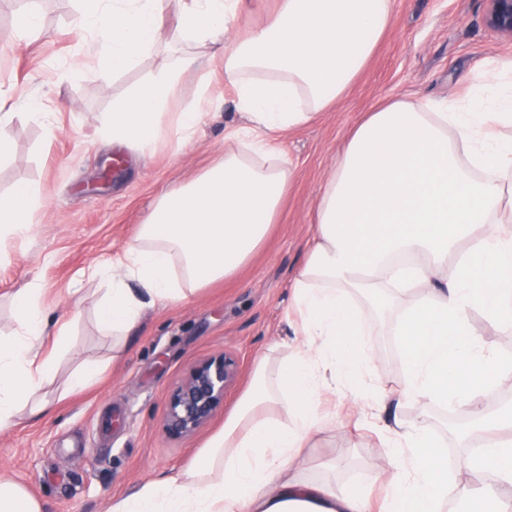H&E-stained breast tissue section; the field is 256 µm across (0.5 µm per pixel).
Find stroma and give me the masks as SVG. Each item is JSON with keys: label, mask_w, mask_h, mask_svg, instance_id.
<instances>
[{"label": "stroma", "mask_w": 512, "mask_h": 512, "mask_svg": "<svg viewBox=\"0 0 512 512\" xmlns=\"http://www.w3.org/2000/svg\"><path fill=\"white\" fill-rule=\"evenodd\" d=\"M394 20L379 39L367 66L345 95L309 123L281 135L277 144L292 164V177L275 224L253 259L234 276L178 305H155L130 333L124 352L90 388L65 393L78 366L96 367L109 356L111 337L97 323V304L108 281L83 275L91 264L122 252L156 199L198 176L224 154V127L238 122L234 94L224 85L223 45H192L175 26L161 34L158 52L135 68L105 77L88 70L78 79L50 71L48 62L68 64L87 56L92 44L73 32L77 0H45L44 33L21 40L16 0H0V88L19 101L36 94L55 115L46 131L24 112L0 130L12 145L0 163V197L25 180L42 181L47 204L21 239L0 245V336L12 333L11 296L37 285L49 320L75 318L71 346L63 352L44 391L52 404L40 415L0 428V475L24 486L46 512H111L118 499L147 481L176 475L204 447L235 408L252 381L258 359H290L295 341L286 314L289 285L300 269L315 227L318 198L350 130L381 101L399 97L431 100L460 108L493 80H512L501 71L512 61V39L485 22V0H394ZM201 57L200 70L185 73L175 89L174 108L199 105L203 122L181 151L161 141L151 158L99 142L98 130L113 104L162 71L170 49ZM368 317L366 339L385 387L405 384V370L393 337L357 299ZM477 339L512 357V324L470 312ZM234 355L240 374L212 422L189 438L169 437L163 426L168 393L195 362ZM320 413L336 426L317 435L297 465L311 478L336 488L364 491L372 503L384 496L381 474H392L387 450L344 392L325 393ZM447 446L459 438L446 430L443 407L419 410L410 401L387 400L383 419H417Z\"/></svg>", "instance_id": "35a3bbf8"}]
</instances>
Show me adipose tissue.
Here are the masks:
<instances>
[{
  "mask_svg": "<svg viewBox=\"0 0 512 512\" xmlns=\"http://www.w3.org/2000/svg\"><path fill=\"white\" fill-rule=\"evenodd\" d=\"M241 0H182L180 37L225 42L224 83L244 123L224 133V156L154 203L122 256L91 275L111 286L98 305L101 329L120 353L144 308L178 304L233 276L264 244L292 176L279 134L330 108L365 68L391 27L392 0H279L246 37L227 41ZM167 0H79L72 28L97 45L100 73L136 67L154 52ZM190 52L113 107L100 137L139 154L162 139L190 144L201 114L171 111L180 77L195 70ZM512 86L496 84L472 111L391 98L349 133L320 195L315 230L291 282L300 338L291 361L260 363L237 408L178 476L144 483L112 512H368L358 490H335L304 476L295 462L334 426L317 400L347 390L354 403L384 395L363 386L373 353L360 337L356 297L379 304L401 343L404 397L466 412L481 449L464 466L473 485L453 484L448 451L419 421L394 419L380 440L397 462L384 512H441L462 499L512 512V412L492 415L483 399L512 380V361L486 350L469 324L472 308L512 317ZM47 200L42 182L19 183L0 200V238L29 232ZM423 290V298L412 293ZM17 328L0 336V427L37 413L42 389L67 348L72 321L50 325L39 290L18 291ZM277 402L293 417L266 415Z\"/></svg>",
  "mask_w": 512,
  "mask_h": 512,
  "instance_id": "obj_1",
  "label": "adipose tissue"
}]
</instances>
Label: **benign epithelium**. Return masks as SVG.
<instances>
[{"mask_svg": "<svg viewBox=\"0 0 512 512\" xmlns=\"http://www.w3.org/2000/svg\"><path fill=\"white\" fill-rule=\"evenodd\" d=\"M485 21L489 28L512 38V0H486ZM239 373L231 354L212 356L192 365L170 390L164 417L165 432L185 438L206 426Z\"/></svg>", "mask_w": 512, "mask_h": 512, "instance_id": "benign-epithelium-1", "label": "benign epithelium"}]
</instances>
